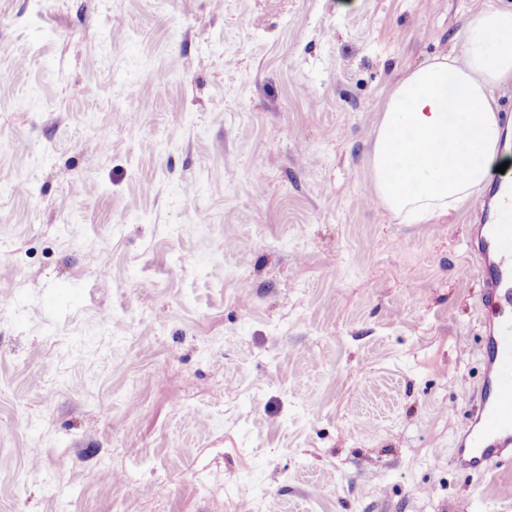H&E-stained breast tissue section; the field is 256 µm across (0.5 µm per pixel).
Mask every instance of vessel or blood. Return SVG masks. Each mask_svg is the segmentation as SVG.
Masks as SVG:
<instances>
[{"label":"vessel or blood","instance_id":"obj_1","mask_svg":"<svg viewBox=\"0 0 512 512\" xmlns=\"http://www.w3.org/2000/svg\"><path fill=\"white\" fill-rule=\"evenodd\" d=\"M471 256L482 281V303L491 317L483 330L479 401L453 461L482 474L512 462V225H482Z\"/></svg>","mask_w":512,"mask_h":512}]
</instances>
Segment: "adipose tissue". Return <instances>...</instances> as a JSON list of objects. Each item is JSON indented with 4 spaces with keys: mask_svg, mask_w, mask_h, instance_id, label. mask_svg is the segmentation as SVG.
<instances>
[{
    "mask_svg": "<svg viewBox=\"0 0 512 512\" xmlns=\"http://www.w3.org/2000/svg\"><path fill=\"white\" fill-rule=\"evenodd\" d=\"M512 86V10L470 15L461 53L406 69L389 88L369 158L375 199L404 224L449 214L506 162L498 92Z\"/></svg>",
    "mask_w": 512,
    "mask_h": 512,
    "instance_id": "obj_1",
    "label": "adipose tissue"
}]
</instances>
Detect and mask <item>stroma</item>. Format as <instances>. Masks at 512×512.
<instances>
[{"mask_svg":"<svg viewBox=\"0 0 512 512\" xmlns=\"http://www.w3.org/2000/svg\"><path fill=\"white\" fill-rule=\"evenodd\" d=\"M487 7L0 0V512H512L452 461L491 199L403 224L369 169Z\"/></svg>","mask_w":512,"mask_h":512,"instance_id":"35a3bbf8","label":"stroma"}]
</instances>
